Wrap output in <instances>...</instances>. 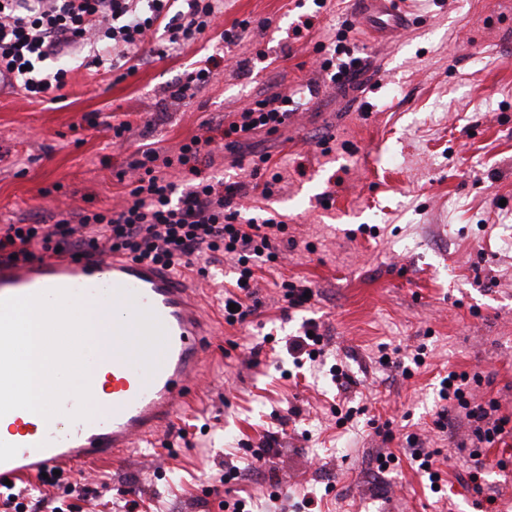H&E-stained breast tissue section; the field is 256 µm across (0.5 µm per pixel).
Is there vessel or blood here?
Masks as SVG:
<instances>
[{
    "label": "vessel or blood",
    "mask_w": 512,
    "mask_h": 512,
    "mask_svg": "<svg viewBox=\"0 0 512 512\" xmlns=\"http://www.w3.org/2000/svg\"><path fill=\"white\" fill-rule=\"evenodd\" d=\"M362 20L408 24L401 0H360ZM61 288L75 295L97 296L111 307L113 322L127 318L130 307L154 312L166 345L154 372H146L133 356L113 350L103 385L111 411L92 419H74L75 396L62 401L58 421L35 425L25 410L0 417V484L29 474L72 472L84 463L106 461L137 452L141 443L169 436L182 411L192 380L201 378V354L215 333L202 303L181 272L122 256L91 254L75 258L63 253L29 262L0 263V299L29 296Z\"/></svg>",
    "instance_id": "1"
}]
</instances>
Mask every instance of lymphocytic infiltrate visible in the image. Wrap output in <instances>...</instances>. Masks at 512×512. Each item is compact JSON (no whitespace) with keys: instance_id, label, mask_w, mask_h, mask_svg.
<instances>
[{"instance_id":"1","label":"lymphocytic infiltrate","mask_w":512,"mask_h":512,"mask_svg":"<svg viewBox=\"0 0 512 512\" xmlns=\"http://www.w3.org/2000/svg\"><path fill=\"white\" fill-rule=\"evenodd\" d=\"M223 9V0H0V85L44 98L67 84L61 60L86 51L95 71L134 74L144 63L140 48L150 33L161 34L158 57L178 55L211 30ZM219 65L210 56L187 70L170 90L171 105L212 85ZM288 104L282 94L263 93L225 115L216 135L192 136L173 153L144 145L130 165L134 180L119 207L0 226V254L28 261L40 252L74 257L118 252L182 269L221 251L236 269L235 289L224 297L232 309L224 319L231 325L245 320L250 311L241 296L252 288L253 267L277 259L276 243L287 237L288 225L272 218L241 221L237 200L247 196L248 185L204 177L199 164L211 156L220 136L235 164L251 161L256 173L270 168L271 154L249 155L245 147L257 132L272 134L287 126L292 115ZM445 380L438 398L450 415L449 425L464 423L471 432L475 464L468 479L476 485L485 478L481 449L512 437V416L501 414L495 399L471 403L468 372H449Z\"/></svg>"}]
</instances>
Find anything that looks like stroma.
Masks as SVG:
<instances>
[{"label":"stroma","mask_w":512,"mask_h":512,"mask_svg":"<svg viewBox=\"0 0 512 512\" xmlns=\"http://www.w3.org/2000/svg\"><path fill=\"white\" fill-rule=\"evenodd\" d=\"M412 24L374 33L356 24L353 0H224L213 32L180 56L153 57L122 81L68 62L63 101H30L0 90V223L76 208L118 206V175L142 144L176 148L206 122L268 90L303 94L287 127L255 135L253 147L280 160L282 190L243 200V218L287 222L278 262L257 267L246 320L212 336V361L198 389L201 408L175 422L177 458L140 449L120 462H91L52 486H34L25 512H225L228 489L270 512L273 492L313 512H512V448L484 451L487 477L475 491L458 444L467 428L439 430L438 382L449 370L482 377L477 401L512 414V0H404ZM311 29L294 34L299 21ZM250 20L243 39L217 34ZM363 58L354 82L333 84L320 65L339 31ZM223 53L218 83L162 111L169 86L202 57ZM130 120L116 142L108 124ZM329 138L321 148V138ZM207 275L187 269L210 312L223 317L231 261ZM312 288L292 308L283 283ZM314 321L328 363L352 376L337 389L328 374L292 375L285 341ZM272 341H265V334ZM410 356V375L378 362L381 345ZM356 408L341 425L336 412ZM440 449L446 477L432 493L411 467L409 434ZM384 452L397 457L376 469ZM505 468H498V460ZM495 503H487V496Z\"/></svg>","instance_id":"35a3bbf8"}]
</instances>
